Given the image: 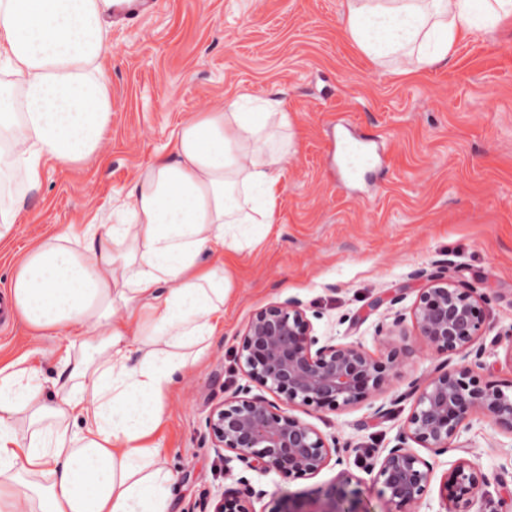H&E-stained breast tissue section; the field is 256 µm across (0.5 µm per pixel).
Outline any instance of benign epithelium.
I'll return each instance as SVG.
<instances>
[{
	"label": "benign epithelium",
	"instance_id": "7a95c632",
	"mask_svg": "<svg viewBox=\"0 0 512 512\" xmlns=\"http://www.w3.org/2000/svg\"><path fill=\"white\" fill-rule=\"evenodd\" d=\"M408 289L376 297L374 312L395 304ZM486 298L443 274L426 276L416 289L411 312L414 329L439 354L460 356V363L442 367L412 388L414 407L396 444L384 453L360 455L362 467L383 487L392 512H414L428 495L434 463L420 456L412 444L436 455L454 450L470 417L486 415L501 431L512 435V393L497 384L474 380V369L487 368L480 343L485 326ZM397 350L382 360L359 342L320 340L300 301L269 304L252 314L240 333L236 360L243 376L277 396L287 406H315L344 410L390 384L398 362ZM213 447L228 451L224 471L238 462L259 475L276 472L296 478L318 474L340 453L336 438L280 408L250 385H239L206 418ZM486 475L472 461L459 458L441 487L446 512H472ZM254 490H226L214 512H253ZM321 507L313 511L305 496L275 498L269 512H363L358 479L350 475L317 493Z\"/></svg>",
	"mask_w": 512,
	"mask_h": 512
}]
</instances>
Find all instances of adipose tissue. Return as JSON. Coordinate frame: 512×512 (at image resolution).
<instances>
[{
  "instance_id": "ef3b65f1",
  "label": "adipose tissue",
  "mask_w": 512,
  "mask_h": 512,
  "mask_svg": "<svg viewBox=\"0 0 512 512\" xmlns=\"http://www.w3.org/2000/svg\"><path fill=\"white\" fill-rule=\"evenodd\" d=\"M123 0H0V247L47 162L78 167L112 125L105 63ZM512 0H347L345 30L399 68L447 61ZM281 100L216 102L140 168L114 224H69L14 254L4 296L32 335L67 341L53 374L0 365V512H178L156 435L171 391L224 324L227 257L276 222L289 127Z\"/></svg>"
}]
</instances>
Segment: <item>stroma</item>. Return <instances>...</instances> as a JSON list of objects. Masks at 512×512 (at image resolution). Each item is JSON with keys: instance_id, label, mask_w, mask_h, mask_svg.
<instances>
[{"instance_id": "obj_1", "label": "stroma", "mask_w": 512, "mask_h": 512, "mask_svg": "<svg viewBox=\"0 0 512 512\" xmlns=\"http://www.w3.org/2000/svg\"><path fill=\"white\" fill-rule=\"evenodd\" d=\"M345 9V0H156L152 12L111 32L112 127L104 154L76 169L48 165L17 224L13 245L21 248L53 225L109 223L116 200L136 171L166 150L183 113L218 97L283 100L292 147L277 222L261 244L236 257V300L207 357L176 386L158 435L180 471V512H203L243 476L260 492L254 512H269L274 498L314 493L346 473L361 480L364 512H388L358 451L392 447L413 407L405 396L411 382L441 362L460 361L441 358L405 323L394 339L401 355L386 392L342 411L291 409L344 444L339 459L312 477L239 467L228 473L205 421L243 383L237 335L267 304L297 299L315 313L318 336L357 340L380 356L385 349L375 324L409 314L413 300L373 313L369 304L448 271L489 297L485 360L492 369L476 371V378L512 386V16L461 35L447 62L404 74L354 45L343 30ZM348 125L387 136L385 171L340 177L332 141ZM365 311L369 319L352 326ZM65 346L63 337L31 335L18 321L0 338V363L29 351L49 371ZM382 405L392 408L384 419L375 415ZM456 444L436 457V477L457 459L476 462L488 483L475 512H497L500 498L512 492V435L474 418Z\"/></svg>"}]
</instances>
